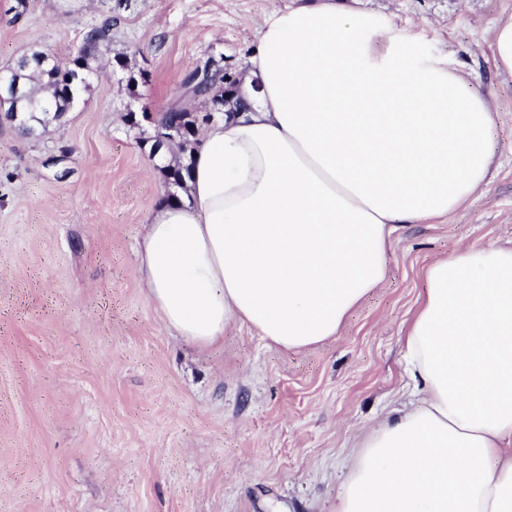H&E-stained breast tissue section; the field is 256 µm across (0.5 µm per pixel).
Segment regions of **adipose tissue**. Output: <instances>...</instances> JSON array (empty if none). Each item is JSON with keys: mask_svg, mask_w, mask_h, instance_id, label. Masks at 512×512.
I'll return each mask as SVG.
<instances>
[{"mask_svg": "<svg viewBox=\"0 0 512 512\" xmlns=\"http://www.w3.org/2000/svg\"><path fill=\"white\" fill-rule=\"evenodd\" d=\"M241 91L248 111L202 128L188 197L154 202L141 282L197 345L236 320L310 347L382 283L395 225L485 183L493 112L410 29L336 0L268 12ZM425 282L404 337L420 397L361 443L336 512H512V248L458 250Z\"/></svg>", "mask_w": 512, "mask_h": 512, "instance_id": "adipose-tissue-1", "label": "adipose tissue"}]
</instances>
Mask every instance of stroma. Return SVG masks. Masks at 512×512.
Returning <instances> with one entry per match:
<instances>
[{
  "label": "stroma",
  "mask_w": 512,
  "mask_h": 512,
  "mask_svg": "<svg viewBox=\"0 0 512 512\" xmlns=\"http://www.w3.org/2000/svg\"><path fill=\"white\" fill-rule=\"evenodd\" d=\"M289 0H0V67L34 45L62 63L104 18L99 70L37 137L0 123V512H336L358 445L411 398L402 336L424 269L512 247V76L495 24L512 0H356L412 25L485 97L498 164L446 216L404 224L384 281L334 338L284 351L237 322L202 348L149 302L137 248L163 176L125 121L180 98L209 56L244 70ZM138 81L128 88V77Z\"/></svg>",
  "instance_id": "35a3bbf8"
}]
</instances>
